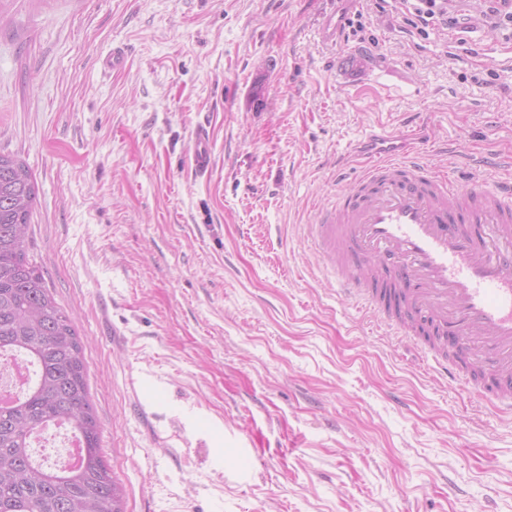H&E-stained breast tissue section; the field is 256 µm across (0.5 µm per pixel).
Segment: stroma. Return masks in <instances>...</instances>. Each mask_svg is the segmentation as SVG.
Wrapping results in <instances>:
<instances>
[{"label": "stroma", "instance_id": "35a3bbf8", "mask_svg": "<svg viewBox=\"0 0 512 512\" xmlns=\"http://www.w3.org/2000/svg\"><path fill=\"white\" fill-rule=\"evenodd\" d=\"M335 6L0 0V152L38 183L30 253L125 512H512V411L343 298L307 236L374 130L435 170L483 174L491 150L507 173L512 31L414 43L345 0L365 38L331 44ZM212 147L210 134L206 126L197 127L190 154V164L195 173L205 175L211 166Z\"/></svg>", "mask_w": 512, "mask_h": 512}]
</instances>
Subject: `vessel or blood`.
Here are the masks:
<instances>
[{
    "label": "vessel or blood",
    "instance_id": "obj_1",
    "mask_svg": "<svg viewBox=\"0 0 512 512\" xmlns=\"http://www.w3.org/2000/svg\"><path fill=\"white\" fill-rule=\"evenodd\" d=\"M372 163L338 192L311 236L344 261L348 298L429 352L451 378L512 405V177L456 180L410 153L400 132L369 134ZM210 134L198 126L190 164L206 174Z\"/></svg>",
    "mask_w": 512,
    "mask_h": 512
}]
</instances>
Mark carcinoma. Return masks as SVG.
<instances>
[{
    "label": "carcinoma",
    "mask_w": 512,
    "mask_h": 512,
    "mask_svg": "<svg viewBox=\"0 0 512 512\" xmlns=\"http://www.w3.org/2000/svg\"><path fill=\"white\" fill-rule=\"evenodd\" d=\"M38 186L25 162L0 153V355L36 369L0 405V512H125L123 492L100 452L83 346L28 254ZM58 421L85 448L79 468L48 467L32 449L38 430Z\"/></svg>",
    "instance_id": "obj_1"
}]
</instances>
